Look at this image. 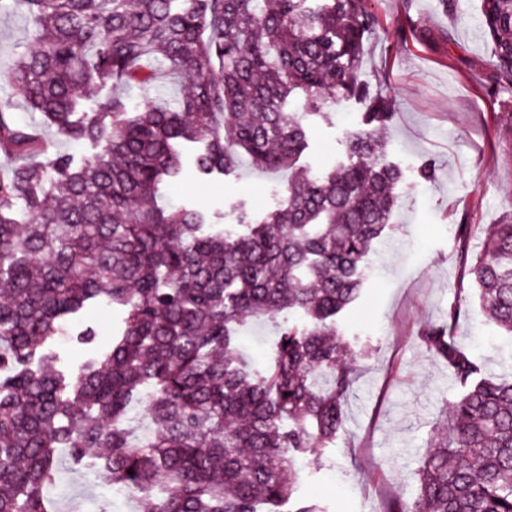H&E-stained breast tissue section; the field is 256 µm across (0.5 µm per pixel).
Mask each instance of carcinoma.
<instances>
[{"mask_svg": "<svg viewBox=\"0 0 512 512\" xmlns=\"http://www.w3.org/2000/svg\"><path fill=\"white\" fill-rule=\"evenodd\" d=\"M0 0L22 6L32 47L4 61L11 96L41 123L98 152L82 166L48 155L37 125L0 103V512H50L43 495L57 449L93 458L150 512H264L291 502L296 456L343 429L357 375L339 316L361 295L371 245L393 229L399 167L371 125L368 102L347 138L349 161L296 166L304 95L318 109L363 97L358 78L373 17L363 0ZM500 82L512 87V0H481ZM186 78L170 103L127 111L112 95L76 117L98 83L160 88ZM203 140L210 174L246 160L291 170L281 204L257 224L205 225L197 209L159 203L183 175L182 142ZM488 319L512 336V223L487 231L468 269ZM121 314L76 377L58 367L54 336L87 302ZM463 300L418 339L457 386L408 499L383 512H512V379L486 377L454 336ZM281 317L265 368L236 349L249 319ZM146 401L150 428L129 415Z\"/></svg>", "mask_w": 512, "mask_h": 512, "instance_id": "1", "label": "carcinoma"}]
</instances>
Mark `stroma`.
<instances>
[{
	"instance_id": "stroma-1",
	"label": "stroma",
	"mask_w": 512,
	"mask_h": 512,
	"mask_svg": "<svg viewBox=\"0 0 512 512\" xmlns=\"http://www.w3.org/2000/svg\"><path fill=\"white\" fill-rule=\"evenodd\" d=\"M480 0H364L377 23L366 39L361 79L366 93L390 102L386 152L405 180L391 222L392 237L375 241L376 267L361 300L340 321L347 335L369 342L370 355L353 359L357 373L345 429L335 445L295 467L299 495L328 512H380L386 492L413 496L415 472L444 402L452 376L418 335L443 320L454 300H465L469 319L454 330L458 343L487 375H512V338L482 314L451 230L476 227L469 253H476L492 225L512 220V90L498 86L479 23ZM32 25L23 8L0 17V56L31 45ZM288 111L300 114L307 147L300 163L326 168L344 159L346 136L362 123L363 105L337 101L327 115L310 113L298 99ZM436 169L426 182L418 171ZM287 172L276 174L248 163L200 176L188 173L169 191V200L203 209L209 223L261 219L272 209ZM53 512L80 503L97 512L107 478L91 465L76 466L59 451ZM381 479L361 478L372 465Z\"/></svg>"
}]
</instances>
